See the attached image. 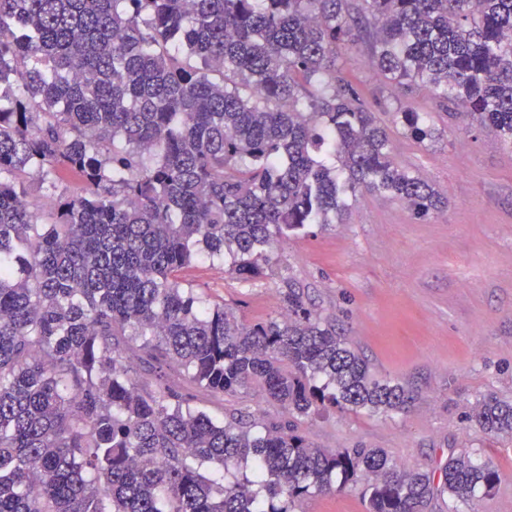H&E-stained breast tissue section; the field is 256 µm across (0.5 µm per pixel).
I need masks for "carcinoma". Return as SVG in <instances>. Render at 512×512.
I'll list each match as a JSON object with an SVG mask.
<instances>
[{
  "label": "carcinoma",
  "instance_id": "cac0c4a2",
  "mask_svg": "<svg viewBox=\"0 0 512 512\" xmlns=\"http://www.w3.org/2000/svg\"><path fill=\"white\" fill-rule=\"evenodd\" d=\"M363 38L386 81L464 104L512 152V0H0V512H293L334 487L366 512H460L496 486L468 452L437 477L315 446L298 419L413 391L297 288L244 322L181 277L202 256L271 272L363 190L441 205L336 75ZM393 123L433 134L426 112ZM63 172L79 191L56 194ZM249 390L285 415L210 412ZM474 420L511 436L512 401Z\"/></svg>",
  "mask_w": 512,
  "mask_h": 512
}]
</instances>
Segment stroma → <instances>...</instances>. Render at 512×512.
<instances>
[{
    "label": "stroma",
    "mask_w": 512,
    "mask_h": 512,
    "mask_svg": "<svg viewBox=\"0 0 512 512\" xmlns=\"http://www.w3.org/2000/svg\"><path fill=\"white\" fill-rule=\"evenodd\" d=\"M369 56L358 44L336 69L387 125L393 161L426 178L442 206L421 218L402 201L365 191L344 223L281 240L272 273L244 282L202 259L182 277L250 322L276 316L281 290L299 288L377 377L415 391L399 413L304 419L314 445L381 448L427 472L449 451L472 452L500 475L494 490L477 492L474 512H512V438L470 420L485 395L512 400V152L491 129L449 117L427 89L387 83ZM400 108L429 113L432 138L420 142L392 125Z\"/></svg>",
    "instance_id": "obj_1"
}]
</instances>
